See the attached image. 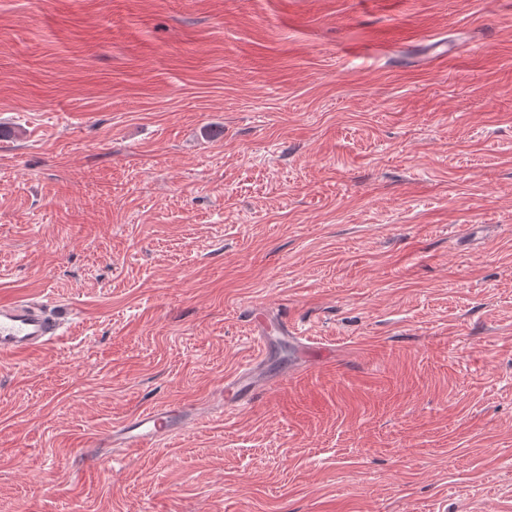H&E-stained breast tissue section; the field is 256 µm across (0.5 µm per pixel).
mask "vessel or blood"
<instances>
[{
	"label": "vessel or blood",
	"instance_id": "obj_1",
	"mask_svg": "<svg viewBox=\"0 0 512 512\" xmlns=\"http://www.w3.org/2000/svg\"><path fill=\"white\" fill-rule=\"evenodd\" d=\"M250 331L260 348L250 362L224 380L221 398L225 409L244 405L260 391L267 389L271 379L263 354L269 346L285 343L297 348L300 357L316 363L325 360L329 348L302 340L288 321L274 317L261 305L248 310ZM65 320L47 302L17 298L0 302V360L33 355L64 336ZM192 422L189 408L162 403L135 414L95 438L97 448H117L125 453L160 446L170 437L186 430Z\"/></svg>",
	"mask_w": 512,
	"mask_h": 512
}]
</instances>
